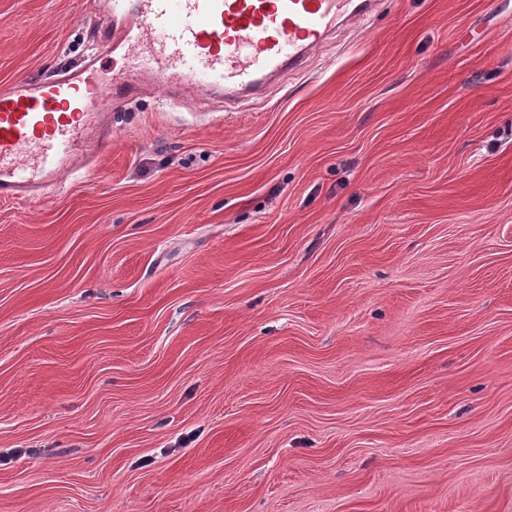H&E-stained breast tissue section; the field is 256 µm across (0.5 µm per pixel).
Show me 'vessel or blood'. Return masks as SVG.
<instances>
[{
  "label": "vessel or blood",
  "instance_id": "1",
  "mask_svg": "<svg viewBox=\"0 0 512 512\" xmlns=\"http://www.w3.org/2000/svg\"><path fill=\"white\" fill-rule=\"evenodd\" d=\"M370 0H109L102 43L165 89L184 86L254 98L301 69L341 15ZM101 96L84 73L0 89V200H37L64 172L86 167L85 136L108 146L96 122Z\"/></svg>",
  "mask_w": 512,
  "mask_h": 512
}]
</instances>
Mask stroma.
I'll return each mask as SVG.
<instances>
[{
    "instance_id": "35a3bbf8",
    "label": "stroma",
    "mask_w": 512,
    "mask_h": 512,
    "mask_svg": "<svg viewBox=\"0 0 512 512\" xmlns=\"http://www.w3.org/2000/svg\"><path fill=\"white\" fill-rule=\"evenodd\" d=\"M104 16L0 0V87L130 81ZM109 120L0 201V512H512V0Z\"/></svg>"
}]
</instances>
